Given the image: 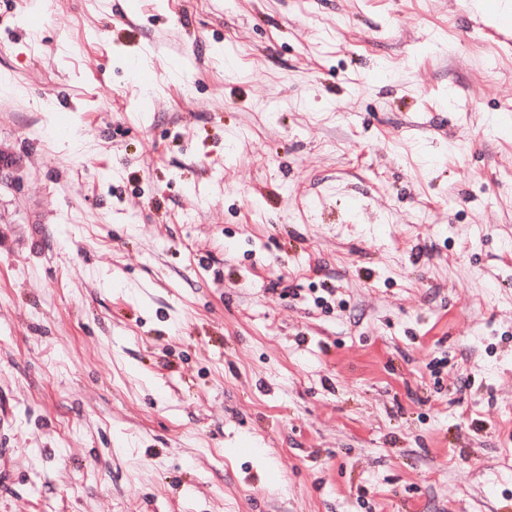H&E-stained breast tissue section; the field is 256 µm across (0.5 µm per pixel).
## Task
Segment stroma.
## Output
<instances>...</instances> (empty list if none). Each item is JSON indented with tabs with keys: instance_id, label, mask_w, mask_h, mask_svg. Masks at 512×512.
Listing matches in <instances>:
<instances>
[{
	"instance_id": "stroma-1",
	"label": "stroma",
	"mask_w": 512,
	"mask_h": 512,
	"mask_svg": "<svg viewBox=\"0 0 512 512\" xmlns=\"http://www.w3.org/2000/svg\"><path fill=\"white\" fill-rule=\"evenodd\" d=\"M48 14L0 0V512H512V0Z\"/></svg>"
}]
</instances>
